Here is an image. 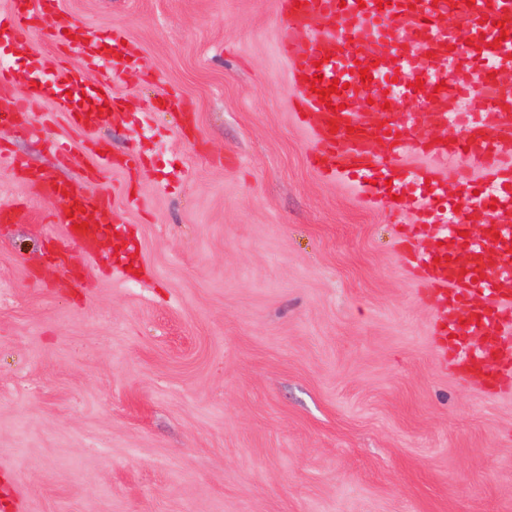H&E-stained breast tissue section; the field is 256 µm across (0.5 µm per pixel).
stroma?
Returning <instances> with one entry per match:
<instances>
[{"mask_svg": "<svg viewBox=\"0 0 512 512\" xmlns=\"http://www.w3.org/2000/svg\"><path fill=\"white\" fill-rule=\"evenodd\" d=\"M121 28L138 62L92 70L125 119L86 133L44 103L0 148L106 191L132 250L65 241L0 163V500L12 512H512V388L444 366L402 265L412 215L323 179L289 109L276 0H60L27 36ZM175 105L160 110L164 96ZM193 112L182 127L180 103ZM67 138L63 161L46 138ZM140 153L84 180L89 139ZM137 204H130V197Z\"/></svg>", "mask_w": 512, "mask_h": 512, "instance_id": "stroma-1", "label": "stroma"}]
</instances>
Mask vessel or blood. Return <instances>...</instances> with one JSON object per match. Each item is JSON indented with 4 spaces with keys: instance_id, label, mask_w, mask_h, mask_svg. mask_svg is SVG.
I'll return each instance as SVG.
<instances>
[{
    "instance_id": "b4317fda",
    "label": "vessel or blood",
    "mask_w": 512,
    "mask_h": 512,
    "mask_svg": "<svg viewBox=\"0 0 512 512\" xmlns=\"http://www.w3.org/2000/svg\"><path fill=\"white\" fill-rule=\"evenodd\" d=\"M278 51L289 71L290 107L316 145L313 164L326 178L359 186L370 206L395 202L424 224L429 244L409 248L403 265L440 308L432 336L443 357L463 374L496 389L512 381V359L498 328L512 321V95L500 92L499 77L512 72V0H277ZM58 0H14L0 12V44L25 55L24 67H0V88L20 87L10 116L18 131L30 130L28 117L45 98L36 73L51 70L62 88L85 85L84 70L110 58L120 68L129 52L120 29L90 32L86 41L61 39L63 57L47 63L29 51L23 36L52 19ZM454 17L468 31L459 41L442 22ZM372 80L362 82L360 68ZM465 73L459 82L457 73ZM322 74L339 80L340 94L320 102L309 79ZM423 80L415 90V80ZM499 90L494 109H463V101ZM106 111L77 108L57 100L73 127L91 131L111 122L124 105L103 83ZM422 99L420 112L404 102ZM448 130L446 141L435 134ZM431 153L434 164H412ZM44 199L53 202V221L87 253L111 252L112 199L84 195L45 172H26ZM456 195H449V183ZM488 219L485 234L467 233L464 215Z\"/></svg>"
}]
</instances>
